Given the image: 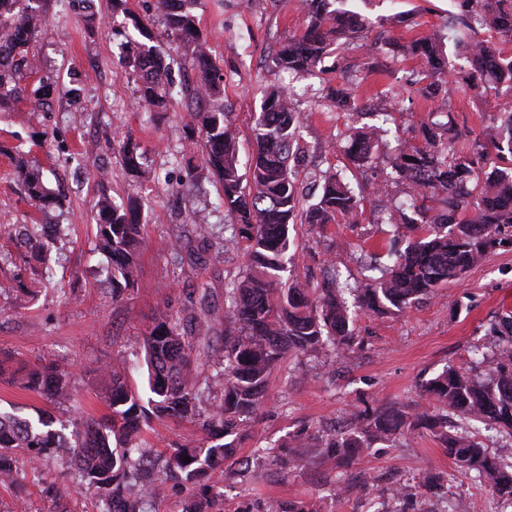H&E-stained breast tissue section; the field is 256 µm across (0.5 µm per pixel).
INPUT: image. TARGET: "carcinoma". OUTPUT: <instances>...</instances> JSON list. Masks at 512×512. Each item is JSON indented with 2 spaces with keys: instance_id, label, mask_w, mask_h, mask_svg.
Masks as SVG:
<instances>
[{
  "instance_id": "obj_1",
  "label": "carcinoma",
  "mask_w": 512,
  "mask_h": 512,
  "mask_svg": "<svg viewBox=\"0 0 512 512\" xmlns=\"http://www.w3.org/2000/svg\"><path fill=\"white\" fill-rule=\"evenodd\" d=\"M50 0H0V112L28 94L51 107L55 81L41 78L28 89L34 74L33 43L49 20ZM197 0H156L167 35L183 45L196 71V84L175 90L172 68L153 44L149 24L130 14L127 0H112L113 13L131 19L139 38L124 44L125 59L137 75V93L148 109L163 111L180 94L192 109L205 139L203 164L218 184L219 199L229 217L224 249L242 251L246 270L224 281V311L218 312L207 292L185 294L181 305L159 310L141 337L150 396L128 385L124 361L104 369L111 382L106 419L87 418L66 434L43 414L31 420L0 412V482L16 488L26 474L17 470L14 454L25 451L37 470L43 458L62 448L75 449L74 460L61 478L79 491H91L97 512H158L168 489L188 490L182 512H223L222 493L211 484L217 469L241 475L233 468L238 445L248 437L246 426L266 403L272 370L289 354L343 357L359 347L353 310L377 316L399 314L428 299L436 289L459 278L488 254L512 246V101L500 109L502 123L477 134L459 127L447 112L434 109L420 124L415 143L398 144L389 157V183L404 186L405 200L384 206L377 223L394 228L384 249L390 262L370 255L374 275L351 283L338 276L309 295L297 279L283 278L291 257L290 226L307 224L321 230L342 219L356 224L364 197L343 171L321 172L318 194L308 201L299 193V173L292 165L302 125L287 90L266 94L251 125L252 151L248 172L242 173L239 143L224 111V84L209 53L194 9ZM348 0H300L307 16L305 31L282 44L274 68L294 76L315 71L339 39L354 40L373 27L362 14L346 8ZM490 36L480 37L481 31ZM460 50L459 71H448L445 41ZM512 44V0H459V12L443 30L430 36L395 42L405 57L423 61V69L407 81L405 90L435 102L437 98L472 100L488 91L512 92V56L500 45ZM336 108L356 112L360 105L348 88L333 90ZM380 128L357 131L348 159L351 171L373 164ZM119 162L133 178L144 173V155L130 135L117 140ZM13 163L24 194L36 205L52 202L40 167L21 154ZM97 238L112 262V299L134 286L140 258L149 242L141 232V205L136 199L116 203L104 195L98 201ZM404 238L405 248H395ZM30 250L46 261L49 240L30 230ZM213 247L209 225H197L196 245L177 240L160 244L178 261H198ZM496 351L485 378L448 368L424 388L426 396L443 405L439 415L422 408H374L349 430L332 435L304 433L302 447L314 455L336 459L352 469L360 456L378 442L398 434L428 430L455 464L498 499L512 501V464L493 454L476 435L478 424L505 438L512 446V311L506 310L489 327ZM20 388L49 402L69 400L71 373L51 362L22 363L14 370ZM458 417L456 430H446L448 414ZM155 419L199 427L202 437L192 445H176L156 454L142 444L141 434ZM282 472L310 465L313 455L266 454ZM393 500L410 504L416 487L392 489Z\"/></svg>"
}]
</instances>
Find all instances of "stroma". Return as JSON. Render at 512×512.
<instances>
[{
    "label": "stroma",
    "mask_w": 512,
    "mask_h": 512,
    "mask_svg": "<svg viewBox=\"0 0 512 512\" xmlns=\"http://www.w3.org/2000/svg\"><path fill=\"white\" fill-rule=\"evenodd\" d=\"M128 14H113L110 0H94L98 17L87 27L81 7L49 4L50 20L33 45L38 75L57 77L53 108L45 112L27 98L11 111L0 112V225L55 224L59 231L50 246L55 283L41 276L39 262H24L25 250L0 240V365L13 369L22 362L55 361L72 371L77 405L47 402L0 376V409L36 417L46 411L57 424L71 425L77 415L102 417L110 409L100 371L113 359L125 357L128 381L145 387L146 366L136 341L164 306L178 307L185 292L207 284L210 301L224 307V276L243 263L236 253L204 255L201 263L174 265L168 252L152 249L141 260L133 289L121 299L112 297L111 263L98 251L95 238L97 200L101 192L115 197L135 194L144 204V233L152 241L194 238L199 211H207L216 246L224 239V209L217 187L201 171L203 137L191 126L181 101L168 111L153 112L139 101L136 75L119 58L132 17L154 19L153 0H128ZM355 9L374 20L363 45H336L324 70L296 79L275 74L272 55L280 43L302 32L307 21L297 0H198L200 26L216 58L224 83V109L231 112L240 141H248L250 125L271 84L291 88L303 118L298 167L311 188L328 166L343 168L348 137L356 128L374 124L368 114L337 110L329 97L349 73L361 75L354 86L357 98L370 106L406 114L388 125V145L413 141L425 116L419 97L401 102L386 99L387 85L404 86L419 60L393 58L389 38L403 41L432 34L457 12L456 0H356ZM403 14L407 21L392 24ZM377 43L374 54L365 44ZM78 88V99L68 91ZM128 133L145 153L146 169L154 180L132 182L112 151L115 133ZM23 154L40 166L48 190L58 201L35 207L13 174L10 157ZM106 165L108 177L99 180L97 168ZM200 170L195 187H188V167ZM384 163L374 164L363 180L364 212L358 223L328 225L324 231L297 225L295 275L311 287L323 285L328 267L341 277L361 278L371 253L386 235L376 224L380 198L372 188L385 176ZM512 309V251L488 254L462 277L438 288L423 303L401 315L360 316L357 333L364 347L350 358L308 359L291 354L272 372L268 403L252 421L249 438L238 450L249 460L244 477L214 472L224 489V512H253L280 501H305L313 512H376L394 508L389 488L409 483L422 486L421 512H512V504L493 499L472 475L444 453L431 433L415 432L376 445L362 457L358 473L367 477V493L347 489L346 477L333 460L320 458L304 469L280 474L258 455L259 449L290 439L302 425L311 429L343 430L365 408L396 406L408 409L418 401L424 383L446 367L471 366L473 345L492 346L486 329L502 310ZM197 426L169 420L154 421L143 438L156 452L170 445L197 441ZM61 458L42 462L29 475L22 491L0 486V512H96L86 495L66 491L57 503L42 493V478L57 477Z\"/></svg>",
    "instance_id": "stroma-1"
}]
</instances>
